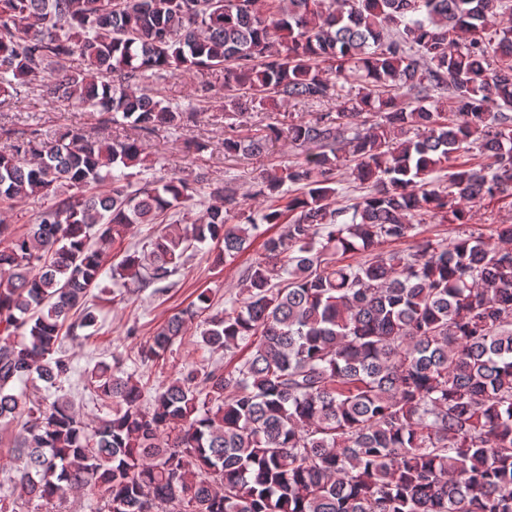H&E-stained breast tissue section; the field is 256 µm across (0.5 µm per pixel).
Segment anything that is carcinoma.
Segmentation results:
<instances>
[{
    "instance_id": "obj_1",
    "label": "carcinoma",
    "mask_w": 512,
    "mask_h": 512,
    "mask_svg": "<svg viewBox=\"0 0 512 512\" xmlns=\"http://www.w3.org/2000/svg\"><path fill=\"white\" fill-rule=\"evenodd\" d=\"M197 67L224 69L227 153L264 148L238 135L245 97L330 105L288 127L309 150L257 176V216L227 181L190 218L199 180L158 171L137 139L196 114L144 82ZM37 77L51 104L135 136L32 129L0 147V209L39 202L23 233L0 221V423L22 422L4 478L19 495H0V512L35 499L63 512L69 493L90 512H512V224L486 240L464 229L473 208L512 197L509 0H0V97ZM344 142L368 193L340 207ZM427 217L463 230L384 250ZM260 223L286 231L239 298L213 313L200 292L137 350L142 366L165 359L205 313L200 348L244 357L151 390L99 361L83 389L109 413L86 422L64 393L63 340L101 329L110 288L167 282L208 241L232 258ZM39 381L50 397L27 393Z\"/></svg>"
}]
</instances>
